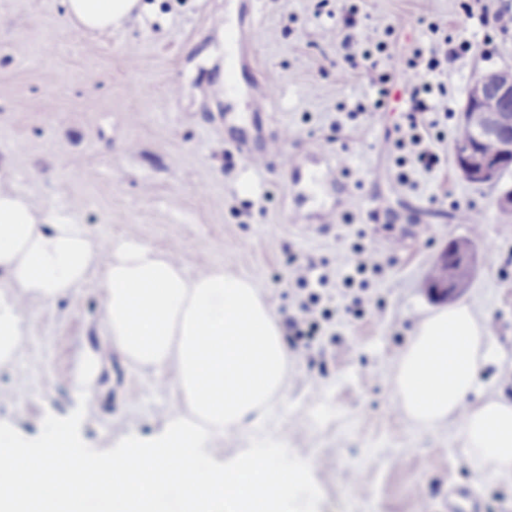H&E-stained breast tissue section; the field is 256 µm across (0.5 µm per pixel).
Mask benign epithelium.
<instances>
[{
  "label": "benign epithelium",
  "instance_id": "obj_1",
  "mask_svg": "<svg viewBox=\"0 0 512 512\" xmlns=\"http://www.w3.org/2000/svg\"><path fill=\"white\" fill-rule=\"evenodd\" d=\"M512 103V68L476 72L469 84L461 120L474 131V139L455 147L454 163L459 175L477 185L496 186L512 171V130L500 123L499 110ZM487 139L498 141L500 151L489 156L481 151ZM453 267L457 280L472 279L471 246L452 240L435 264L428 284L430 296L436 300H452L457 289L448 281V267Z\"/></svg>",
  "mask_w": 512,
  "mask_h": 512
}]
</instances>
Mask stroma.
Returning <instances> with one entry per match:
<instances>
[{
	"mask_svg": "<svg viewBox=\"0 0 512 512\" xmlns=\"http://www.w3.org/2000/svg\"><path fill=\"white\" fill-rule=\"evenodd\" d=\"M109 35L65 21L64 0H0V179L40 210L87 225L101 242L135 231L150 247L179 253L188 271L221 265L253 279L277 325L314 303L320 331L310 360L290 354L276 425L216 439L223 453L274 442L310 460L301 512H417L452 485L475 486L486 512H512V480H483L469 468L448 424L420 428L391 399L399 352L439 305L428 277L449 240L471 239L477 271L457 302L485 315L494 340L478 392L512 400V213L490 186L468 183L455 167L427 172L408 133L402 59L469 40L471 51L425 78L441 134L434 144L453 159L456 129L476 70L512 67V31L488 33L461 0H262L256 35L241 48L246 87L224 96L227 7L239 0H147ZM357 18L350 47L324 38L343 14ZM391 74L381 96L379 74ZM273 84V107L253 109L249 86ZM263 138L288 130L300 160L250 167L227 138L238 126ZM321 152L341 164V181L304 187ZM472 204L480 235L462 223ZM335 209L322 232L299 216ZM398 239V251L386 243ZM374 266L356 270L361 251ZM326 277L297 283L292 262ZM101 273L69 297L31 302L23 344L0 365V432L43 448L64 430L95 462L132 439L161 434L174 396L119 352L105 357L87 389L70 387L87 350H99Z\"/></svg>",
	"mask_w": 512,
	"mask_h": 512,
	"instance_id": "obj_1",
	"label": "stroma"
}]
</instances>
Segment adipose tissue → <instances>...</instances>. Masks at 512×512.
Returning a JSON list of instances; mask_svg holds the SVG:
<instances>
[{"instance_id":"obj_1","label":"adipose tissue","mask_w":512,"mask_h":512,"mask_svg":"<svg viewBox=\"0 0 512 512\" xmlns=\"http://www.w3.org/2000/svg\"><path fill=\"white\" fill-rule=\"evenodd\" d=\"M82 31L108 33L142 0H65ZM102 271L99 331L141 372H171L178 398L163 435L148 448L87 465L58 435L38 458L0 440V512H163L162 492H181L182 512H296L298 453L247 448L212 466L214 438L267 423L284 393L288 349L253 280L209 267L188 272L135 233L110 243L58 212L0 186V363L12 361L30 301L53 303ZM492 354L486 319L467 306L421 321L397 357L392 401L421 427L453 424L471 470L512 479V402L477 398Z\"/></svg>"}]
</instances>
